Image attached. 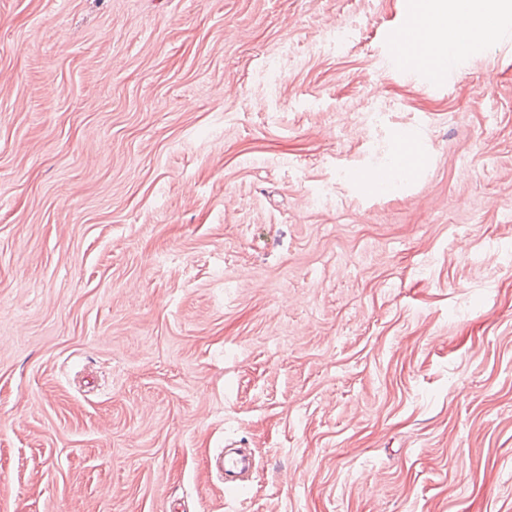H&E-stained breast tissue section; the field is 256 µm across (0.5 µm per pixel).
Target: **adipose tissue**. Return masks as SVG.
<instances>
[{
    "label": "adipose tissue",
    "instance_id": "obj_1",
    "mask_svg": "<svg viewBox=\"0 0 512 512\" xmlns=\"http://www.w3.org/2000/svg\"><path fill=\"white\" fill-rule=\"evenodd\" d=\"M504 0H419L411 34L398 50L415 68L442 69L448 58V35L502 15Z\"/></svg>",
    "mask_w": 512,
    "mask_h": 512
}]
</instances>
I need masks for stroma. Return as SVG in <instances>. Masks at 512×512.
Returning <instances> with one entry per match:
<instances>
[{
  "label": "stroma",
  "mask_w": 512,
  "mask_h": 512,
  "mask_svg": "<svg viewBox=\"0 0 512 512\" xmlns=\"http://www.w3.org/2000/svg\"><path fill=\"white\" fill-rule=\"evenodd\" d=\"M404 15L0 0V512H512V46ZM416 1L406 0L405 18L408 23L398 33L402 39L398 51L413 68L427 67L437 72L448 58L447 68L440 75L434 76L425 71H413L396 52H390L386 59L393 70L416 73L429 86L451 83L467 60L454 54L448 57L450 32H455L450 39L460 36L470 45L469 55L476 56L486 43L489 31L494 29L498 34L500 27L503 28L501 24H477L501 16L504 12L503 0H419L418 15L413 22L411 34L406 37ZM472 25L475 26L466 30ZM254 465V460L240 457L227 449L225 453L215 461L214 469L219 471L221 477H224V490L235 492L241 488V484L237 478L239 473Z\"/></svg>",
  "instance_id": "1"
}]
</instances>
